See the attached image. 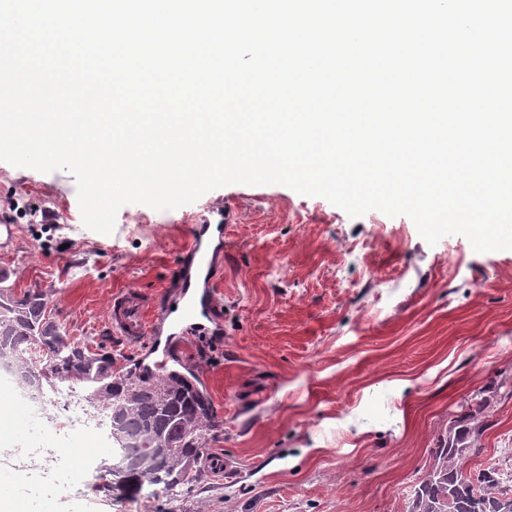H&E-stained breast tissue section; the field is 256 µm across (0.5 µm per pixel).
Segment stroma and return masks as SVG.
<instances>
[{"label": "stroma", "instance_id": "stroma-1", "mask_svg": "<svg viewBox=\"0 0 512 512\" xmlns=\"http://www.w3.org/2000/svg\"><path fill=\"white\" fill-rule=\"evenodd\" d=\"M19 196L56 222H18L0 267L17 291L49 292L72 340L137 368L109 300L121 288L161 298L197 205L125 206L104 235L84 226L71 173L0 161V216ZM217 199L238 210L218 268L224 332L183 352L216 413L197 481L145 498L84 471L81 496L49 476L20 499L36 512H406L439 431L480 391L512 383V250L478 253L461 235L431 245L409 217L353 218L283 185L202 197ZM491 421L471 471L512 465V396L498 395Z\"/></svg>", "mask_w": 512, "mask_h": 512}]
</instances>
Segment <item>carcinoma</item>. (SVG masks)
Here are the masks:
<instances>
[{"label":"carcinoma","mask_w":512,"mask_h":512,"mask_svg":"<svg viewBox=\"0 0 512 512\" xmlns=\"http://www.w3.org/2000/svg\"><path fill=\"white\" fill-rule=\"evenodd\" d=\"M10 278L0 269V346L9 345L20 356L53 358L60 365L59 376L41 384L45 389L82 384L86 399L110 413L112 430L135 440L124 454L149 462L138 481L147 479L163 493L195 482L206 435L215 427L207 398L162 373L112 371V354L79 345L54 320L47 291L29 288L19 295ZM495 397L489 393L448 422L430 451L426 476L414 491L409 512H474L475 504L482 506L481 512H512V471L504 475L490 468L474 475L467 469L483 452L481 436Z\"/></svg>","instance_id":"obj_1"}]
</instances>
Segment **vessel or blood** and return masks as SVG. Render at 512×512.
<instances>
[{
	"mask_svg": "<svg viewBox=\"0 0 512 512\" xmlns=\"http://www.w3.org/2000/svg\"><path fill=\"white\" fill-rule=\"evenodd\" d=\"M237 218L235 207L217 200L194 213L181 251L180 273L171 282L168 298L150 304L145 295L128 288L115 292L108 324L131 347L146 348L158 370H174L177 348L191 328L221 331L214 316L218 278L215 269L224 254V227Z\"/></svg>",
	"mask_w": 512,
	"mask_h": 512,
	"instance_id": "obj_1",
	"label": "vessel or blood"
}]
</instances>
